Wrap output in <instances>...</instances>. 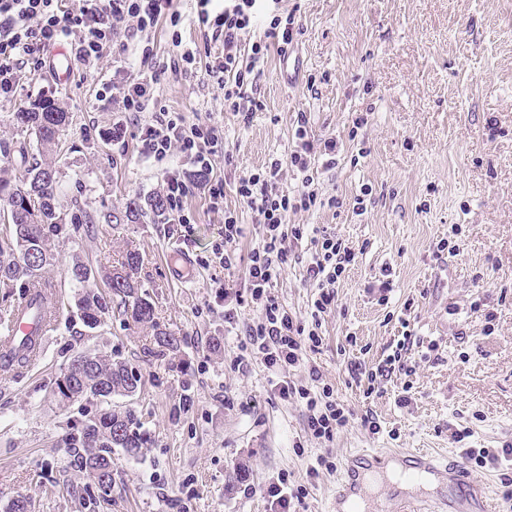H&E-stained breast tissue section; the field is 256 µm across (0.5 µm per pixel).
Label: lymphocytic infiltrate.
I'll use <instances>...</instances> for the list:
<instances>
[{
    "instance_id": "f902f5d3",
    "label": "lymphocytic infiltrate",
    "mask_w": 512,
    "mask_h": 512,
    "mask_svg": "<svg viewBox=\"0 0 512 512\" xmlns=\"http://www.w3.org/2000/svg\"><path fill=\"white\" fill-rule=\"evenodd\" d=\"M273 8L266 24H259L261 0H196L195 21L210 31L222 45L221 53L209 61L206 72L224 88V109L242 123H249L261 103L245 96L243 86L266 61L271 49H285L296 35L295 18L282 10L281 0H271ZM178 26L181 15L173 0H77L74 7L60 0H0V99L19 90V73L26 66H46L47 50L65 42L74 62L97 65L104 50L125 22H134L135 32L145 33L160 21ZM112 88L124 111H147L154 99L156 74L124 60L113 73ZM306 113L296 115L295 143L287 160L275 159L265 167L240 175L235 190L241 202L252 211L260 239L249 254L246 267V291L259 310L257 321L240 323L236 309L224 312L230 328H241L244 339L238 362L250 361L273 371V391L280 399L293 400L305 410L307 431L322 443L333 442L354 416L353 410L337 402L333 390L323 384L319 369L311 365L309 353L323 343L321 319L336 302V285L354 265L356 254L335 233L315 229L309 258H302L298 243L305 227L289 223L292 214L311 211L318 193L309 171L313 159L324 158L326 166L336 164L335 138L312 139ZM135 137L143 150L155 160L181 154L185 166L170 172L164 180V200L168 210L183 211L188 197L202 193L213 210L224 213V251L219 259L225 270L234 267L235 247L242 236L238 215L224 207V183L213 179L215 148L219 129L204 123H192L180 113L157 112L149 121L135 125ZM301 174V187L294 195L280 189L285 170ZM304 264V282L314 290L310 323H303L279 303L275 289L288 267ZM290 369H303L307 382L288 379Z\"/></svg>"
}]
</instances>
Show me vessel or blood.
<instances>
[{"instance_id": "obj_1", "label": "vessel or blood", "mask_w": 512, "mask_h": 512, "mask_svg": "<svg viewBox=\"0 0 512 512\" xmlns=\"http://www.w3.org/2000/svg\"><path fill=\"white\" fill-rule=\"evenodd\" d=\"M35 293L36 302L17 310L12 336L0 338L1 353L32 341L44 344L55 326L58 319L53 306L55 289L39 287ZM392 461L399 465L396 476L400 482L411 484L428 477L437 480L439 490L435 502L442 512H492L489 492L471 479L464 458L443 462L425 451H363L349 455L344 472L336 483V512H363L362 505L368 496L366 476L384 473Z\"/></svg>"}]
</instances>
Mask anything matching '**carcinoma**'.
Returning <instances> with one entry per match:
<instances>
[{
	"label": "carcinoma",
	"instance_id": "cac0c4a2",
	"mask_svg": "<svg viewBox=\"0 0 512 512\" xmlns=\"http://www.w3.org/2000/svg\"><path fill=\"white\" fill-rule=\"evenodd\" d=\"M15 116L17 124L34 133L43 148L57 144L69 124V113L63 111L53 98L42 97L33 107L17 112ZM26 174L29 180L21 186L11 184L7 178H0V210L12 211L23 207V192L32 189L41 191L48 203L38 213L30 215V223L12 225L10 240L4 246L0 244V282L6 286L17 283L26 286L39 282L51 259V245L45 228H56L64 221L57 206L56 170L42 161L30 165ZM165 213L164 198L156 193L146 199H128L120 220L135 223L148 215L162 220ZM103 219L113 224L120 221L112 212L103 214ZM139 264V254L129 251L119 267L101 276L92 266L74 261L69 277L84 288L78 299L80 320L84 327L94 330L115 305L119 314L132 323L150 327L154 332V343L161 351L176 352L180 340L156 321L155 307L137 280ZM100 277L104 279L103 292L95 289ZM67 382L74 383L70 391L80 392L88 399L102 390L114 395L123 391L135 392L142 380L126 362L92 354L88 367L70 372ZM147 444L146 433L141 430L137 416L130 410L119 413L108 410L95 419L87 420L64 441L65 447L71 449L74 465L93 482L110 475L112 449L120 448L135 456Z\"/></svg>",
	"mask_w": 512,
	"mask_h": 512
}]
</instances>
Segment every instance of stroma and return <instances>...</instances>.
Here are the masks:
<instances>
[{"instance_id": "35a3bbf8", "label": "stroma", "mask_w": 512, "mask_h": 512, "mask_svg": "<svg viewBox=\"0 0 512 512\" xmlns=\"http://www.w3.org/2000/svg\"><path fill=\"white\" fill-rule=\"evenodd\" d=\"M299 33L296 64L284 74L271 53L245 90L262 110L240 124L224 110V90L204 70L184 72L180 33L197 59L208 62L220 43L194 22V0H174L179 27L159 22L150 34L159 74L150 112L168 110L221 128L213 178L224 182V204L243 234L235 255L234 287L243 289L245 259L256 243L251 212L239 201V175L274 158L287 159L297 113H306L316 138L341 144L335 169L313 165L324 207L293 216L296 224L328 228L349 243L356 262L337 285V307L326 317L323 343L311 359L338 400L357 420L330 445L312 439L302 407L274 397L271 371L259 363L238 369L240 339L224 333V301L215 284L225 271L211 258L224 214L202 194L165 221L108 224L103 213L128 199L162 190L178 158L142 154L132 135L134 115L98 100L112 68L133 48L118 35L98 65H71L65 78L50 67L22 71L21 89L0 100L1 161L21 184L27 157L41 147L17 127L15 112L51 94L71 115L53 157L65 222L51 232L55 258L43 274L67 303L42 355L16 374L0 372V512L17 495L31 512H85L89 480L70 464L63 440L101 413L94 399L59 403L56 380L80 353L95 350L126 362L142 376L132 396L116 395L113 409L133 410L149 438L143 453L112 455V495L102 512H266L264 491L278 476L306 485L297 512H335L337 467L360 448L404 452L434 448H499L512 442V0H283ZM362 127H354L356 117ZM370 188L367 210L347 201ZM190 223H181V215ZM445 250H438V243ZM186 245L192 259L210 258L194 282L170 276L169 252ZM138 252L139 277L159 323L182 339L179 352L159 357L148 327L109 313L85 329L79 290L67 269L73 256L108 268ZM391 279L387 303L371 286ZM289 313L309 321L312 291L302 265L276 287ZM493 320H486V313ZM411 375L394 373L380 393L366 394L347 367L374 368L403 336ZM410 402L397 403L401 393ZM377 417L378 434L362 427ZM470 428L463 443L453 430ZM330 451L335 471L307 479L308 464Z\"/></svg>"}]
</instances>
